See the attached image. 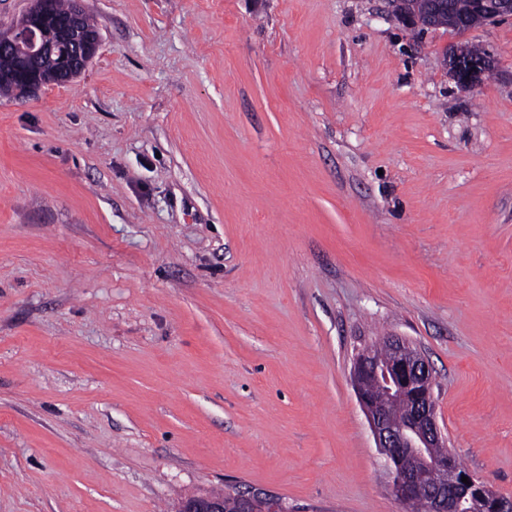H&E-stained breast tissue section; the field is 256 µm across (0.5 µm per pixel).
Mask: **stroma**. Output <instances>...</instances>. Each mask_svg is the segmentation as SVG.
<instances>
[{"label":"stroma","instance_id":"35a3bbf8","mask_svg":"<svg viewBox=\"0 0 512 512\" xmlns=\"http://www.w3.org/2000/svg\"><path fill=\"white\" fill-rule=\"evenodd\" d=\"M0 98V512H406L352 384L395 334L512 497V21L448 75L389 0H84ZM53 1L57 15L52 12L50 1L34 0L23 28L0 33V57L15 58L10 69L1 71L0 68V80L11 81H0V95L16 96L17 93L19 99L36 97L45 86L69 81L95 56L99 33L81 29L83 1L74 0L67 17L58 15L69 11L71 0ZM47 61L53 64L50 74L44 68ZM464 45L457 41L448 46V75L458 86L474 89L483 85L495 73V59L490 53L468 44L465 46L470 53L480 55L467 54ZM236 503L238 512H277L279 502L272 495L263 492L230 495ZM179 512H225L224 495L204 494L186 499Z\"/></svg>","mask_w":512,"mask_h":512}]
</instances>
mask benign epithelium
Returning a JSON list of instances; mask_svg holds the SVG:
<instances>
[{
    "label": "benign epithelium",
    "mask_w": 512,
    "mask_h": 512,
    "mask_svg": "<svg viewBox=\"0 0 512 512\" xmlns=\"http://www.w3.org/2000/svg\"><path fill=\"white\" fill-rule=\"evenodd\" d=\"M393 11L410 29H444L458 37L491 22L512 19V0H471L475 22L463 24L443 4L422 17L411 0H390ZM83 0H73L68 16L51 10L50 0H34L26 24L0 33V56L15 58L0 79L13 83L18 98L37 96L44 87L64 83L84 69L95 56L99 33L81 29ZM448 75L460 87L477 88L496 71L494 56L470 55L457 41L448 46ZM385 357L377 359L370 348L360 353L353 367L359 404L365 413L377 448L385 455L392 490L404 503L424 493L426 512H512V498L504 497L459 465L453 455L438 457L434 448L446 447L436 420L432 374L424 357L399 336L383 340ZM405 419H394L395 408ZM441 480L433 479L437 472ZM468 477V483L462 477ZM237 512H278V500L263 492L234 494ZM179 512H225V497L204 494L186 499Z\"/></svg>",
    "instance_id": "benign-epithelium-1"
}]
</instances>
